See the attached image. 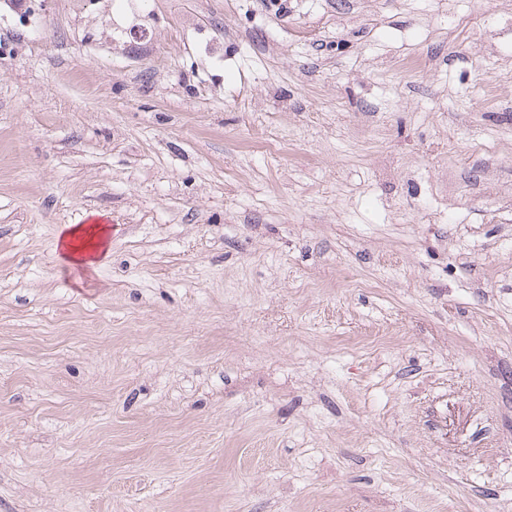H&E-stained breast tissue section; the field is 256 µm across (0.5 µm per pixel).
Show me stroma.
Instances as JSON below:
<instances>
[{"mask_svg": "<svg viewBox=\"0 0 512 512\" xmlns=\"http://www.w3.org/2000/svg\"><path fill=\"white\" fill-rule=\"evenodd\" d=\"M136 2L0 0V512H512V0ZM107 229L102 224L68 226L61 234L58 248L68 261L69 269L93 268L107 252Z\"/></svg>", "mask_w": 512, "mask_h": 512, "instance_id": "35a3bbf8", "label": "stroma"}]
</instances>
